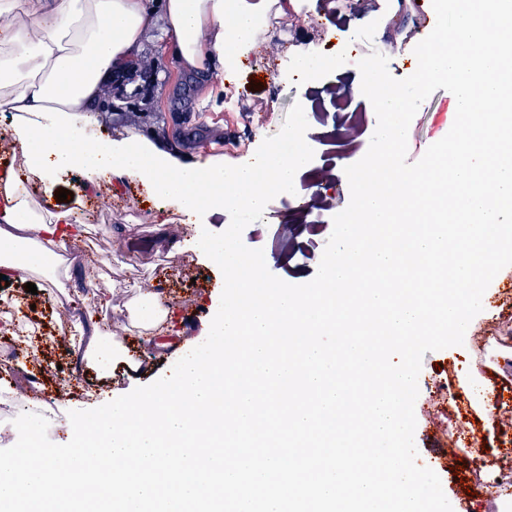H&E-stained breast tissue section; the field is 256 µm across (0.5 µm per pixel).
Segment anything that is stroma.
<instances>
[{
  "mask_svg": "<svg viewBox=\"0 0 512 512\" xmlns=\"http://www.w3.org/2000/svg\"><path fill=\"white\" fill-rule=\"evenodd\" d=\"M409 12L407 23L395 25L372 0H365L360 12L345 19L331 0H309L304 15L293 13L290 0H280L273 17L277 23L289 21L303 27L297 42L315 49L316 75L308 79L289 67L284 47L274 34H267L265 48L245 61L237 78L240 101L232 112L225 111L220 96L201 107L197 90L184 89L172 54L147 43L143 54L157 72L158 84L133 92L128 109L84 118L82 125L92 141L136 135L163 152L178 153L183 163L221 158L229 165L254 160L274 147L282 131L298 129L310 150L302 185L315 193L314 210L309 215L296 213L301 195L272 194L263 223L246 226L242 241L249 248L263 249L267 267L275 276L290 284L307 283L317 272L334 216L350 201L344 169L359 161L370 143L369 135L362 134L355 152L340 145L344 115L360 110L347 80L370 52L363 44L369 31L391 48L390 74L407 77L411 66L406 56L421 38L417 7H410ZM183 91L189 94L192 124H204L221 135V145L179 148L184 127L173 113L177 95ZM451 100L449 91L439 89L421 104L408 130V162L418 161L449 132ZM302 113L307 120L301 124L297 117ZM108 198L114 207L111 226L94 225L73 241L77 253L69 262L76 270L93 262L100 264L99 282L109 294V306L82 311L62 306L55 296L29 294L26 284L31 277L26 273L0 289V301L9 303L12 317L36 323L44 333L42 351L35 355L22 345L13 356L0 347V366L10 368L8 377L0 378V402L6 406L0 412V449L16 443L13 421L20 412L44 415L50 423L49 439L59 442L57 423L69 411L90 409L96 398L119 397L168 375L181 349L190 350L202 342L212 298L222 292L224 278L193 242L187 216L173 203L149 197L133 179L116 185ZM128 283L152 284L167 292L174 308L170 326L176 347L161 349L128 335L123 342L133 360L140 362V370L119 368L103 378L87 366L74 369L71 338L77 321L123 322L127 296L121 287ZM482 304L463 345L425 353L415 403L418 464L434 467L436 450L455 443L470 461L469 476L476 484L485 481L502 457H512V322L500 316L504 306H512V266L492 280ZM438 378L447 380L455 395L443 409L437 405L434 381ZM440 479L453 512H502L500 489L471 498L460 492L454 474H441Z\"/></svg>",
  "mask_w": 512,
  "mask_h": 512,
  "instance_id": "obj_1",
  "label": "stroma"
}]
</instances>
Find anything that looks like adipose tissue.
Instances as JSON below:
<instances>
[{
  "label": "adipose tissue",
  "instance_id": "obj_1",
  "mask_svg": "<svg viewBox=\"0 0 512 512\" xmlns=\"http://www.w3.org/2000/svg\"><path fill=\"white\" fill-rule=\"evenodd\" d=\"M273 2L162 0L156 7L152 0H0V112L13 118L10 136L44 194L74 171L87 198L103 183L131 177L195 223L201 213L223 212L228 190L255 215L265 212L270 193H299L309 164L304 146L287 155L266 151L254 163L212 159L185 166L135 136L98 141L84 151L75 144L82 118L99 112L112 73L140 58L151 40L152 17H159L180 70L199 80L207 100L218 79L242 69ZM77 213L41 208L13 168L0 170V275L10 281L27 271L59 287L68 270L55 251L86 229ZM171 313L163 292L137 291L122 331L166 346L163 328Z\"/></svg>",
  "mask_w": 512,
  "mask_h": 512
}]
</instances>
